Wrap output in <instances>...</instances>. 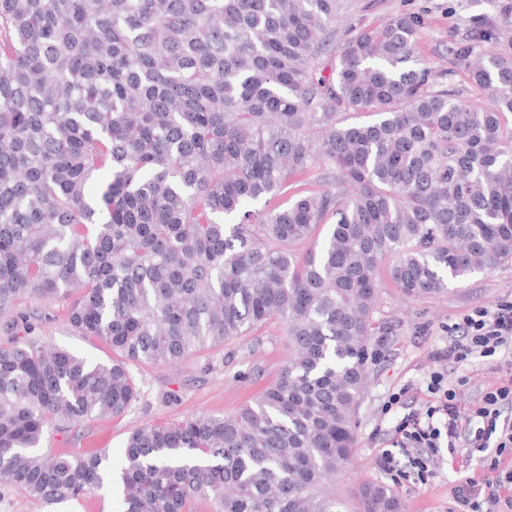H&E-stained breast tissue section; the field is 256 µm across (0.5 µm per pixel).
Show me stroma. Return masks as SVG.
Instances as JSON below:
<instances>
[{"instance_id": "35a3bbf8", "label": "stroma", "mask_w": 512, "mask_h": 512, "mask_svg": "<svg viewBox=\"0 0 512 512\" xmlns=\"http://www.w3.org/2000/svg\"><path fill=\"white\" fill-rule=\"evenodd\" d=\"M345 15L352 23L372 27L400 14L420 18L417 56L429 66L450 68L448 41L466 39L480 21H496L487 0H346ZM512 302V265L453 282L444 297L405 298L391 284H383L375 318L381 324L372 338L378 352L368 369V386L357 414L356 445L350 462L337 473L334 484L344 499H352L366 482H381L396 489L405 512H448L453 489L473 477L482 489L495 483L499 471L512 469L503 461L491 470L481 455L465 458L440 449L431 477L418 481L405 471L404 452L392 448L395 429L408 413L421 412L433 401L428 390L433 372L444 369L458 382L457 401L472 407L490 383L512 373V354L476 357L452 364L447 359L448 326L476 306ZM66 300L52 306L53 321L42 334L51 345L64 346L90 361L111 358L109 347L92 337L77 336L65 322ZM288 357L284 326L270 321L230 343L189 355L174 366L134 364L130 371L139 396L122 416L88 420L75 427L49 426L42 447L53 454L80 456L106 449L113 467L124 460L125 441L137 428L183 420L201 413L230 414L252 402L277 378ZM400 403L390 404L394 393ZM395 456L393 469L382 465L384 450Z\"/></svg>"}]
</instances>
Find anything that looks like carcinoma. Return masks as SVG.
<instances>
[{
  "label": "carcinoma",
  "instance_id": "obj_1",
  "mask_svg": "<svg viewBox=\"0 0 512 512\" xmlns=\"http://www.w3.org/2000/svg\"><path fill=\"white\" fill-rule=\"evenodd\" d=\"M490 2L499 26L448 43L437 74L415 16L336 41L344 0H0V483L48 506L110 481L123 512H346L329 480L380 283L438 296L512 262V50L484 49L512 0ZM459 71L491 106L441 88ZM310 173L288 205L245 208ZM61 299L112 359L42 341ZM271 320L288 359L237 412L132 431L116 473L103 450L41 452L52 423L124 414L130 363ZM357 512L404 504L371 483Z\"/></svg>",
  "mask_w": 512,
  "mask_h": 512
}]
</instances>
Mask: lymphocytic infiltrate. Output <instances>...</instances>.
<instances>
[{
    "label": "lymphocytic infiltrate",
    "mask_w": 512,
    "mask_h": 512,
    "mask_svg": "<svg viewBox=\"0 0 512 512\" xmlns=\"http://www.w3.org/2000/svg\"><path fill=\"white\" fill-rule=\"evenodd\" d=\"M451 344L448 359L459 363L469 357H491L512 347V302L471 309L449 326ZM428 388L435 397L424 416L404 417L396 429L395 447L405 449L410 467L418 477H426L429 465L440 448L449 454L473 456L490 452L491 468L502 457L512 455V423L501 418L504 406H512V379L487 386L475 406L462 409L456 387L442 372H434ZM449 512H512V471L497 482V489L480 497L472 480L457 485Z\"/></svg>",
    "instance_id": "1"
}]
</instances>
